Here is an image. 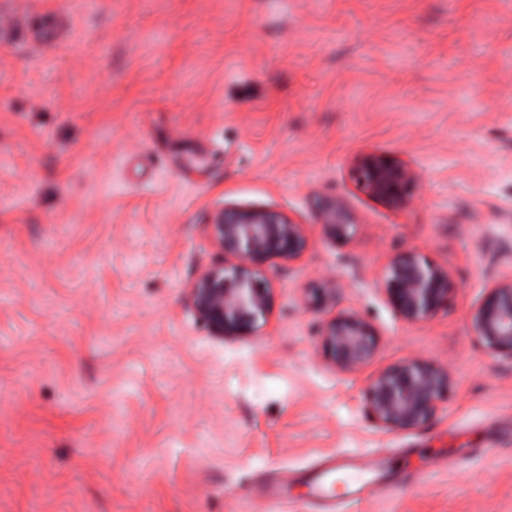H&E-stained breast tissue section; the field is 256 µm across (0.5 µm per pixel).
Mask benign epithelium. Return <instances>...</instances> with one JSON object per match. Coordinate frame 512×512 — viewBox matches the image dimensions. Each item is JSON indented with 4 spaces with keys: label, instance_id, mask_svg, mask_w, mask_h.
<instances>
[{
    "label": "benign epithelium",
    "instance_id": "1",
    "mask_svg": "<svg viewBox=\"0 0 512 512\" xmlns=\"http://www.w3.org/2000/svg\"><path fill=\"white\" fill-rule=\"evenodd\" d=\"M356 183L370 195L403 206L410 201L414 174L406 166L379 157H365L352 170ZM320 223L337 241L350 238L354 226L342 201L321 205ZM221 261L193 283L190 297L200 317L218 336L228 339L254 335L259 320L274 305V289L263 279L272 260L292 264L308 247L304 225L272 209L222 207L208 223ZM387 299L408 322L433 319L448 308L457 291L453 274L424 261L414 250L394 254L385 268ZM475 341L497 357L512 361V275L484 287L470 312ZM324 357L339 373L361 370L375 353L374 326L354 311H341L320 330ZM451 375L442 367L416 358L389 366L365 388L374 419L389 430L412 429L428 423L448 396Z\"/></svg>",
    "mask_w": 512,
    "mask_h": 512
}]
</instances>
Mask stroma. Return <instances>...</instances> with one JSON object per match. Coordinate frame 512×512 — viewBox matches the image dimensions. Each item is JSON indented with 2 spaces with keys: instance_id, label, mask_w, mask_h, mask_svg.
Returning a JSON list of instances; mask_svg holds the SVG:
<instances>
[{
  "instance_id": "obj_1",
  "label": "stroma",
  "mask_w": 512,
  "mask_h": 512,
  "mask_svg": "<svg viewBox=\"0 0 512 512\" xmlns=\"http://www.w3.org/2000/svg\"><path fill=\"white\" fill-rule=\"evenodd\" d=\"M7 18L0 512H314L336 454L383 458L393 486L343 512H512V362L468 325L512 274V0H0ZM366 156L413 171L409 204L356 185ZM336 198L347 243L319 222ZM222 207L280 211L309 239L266 266L272 313L237 339L189 297L220 260ZM399 249L459 283L430 321L387 300ZM340 310L379 334L353 374L318 335ZM408 358L453 385L392 431L364 391ZM270 477L287 495L258 492Z\"/></svg>"
}]
</instances>
